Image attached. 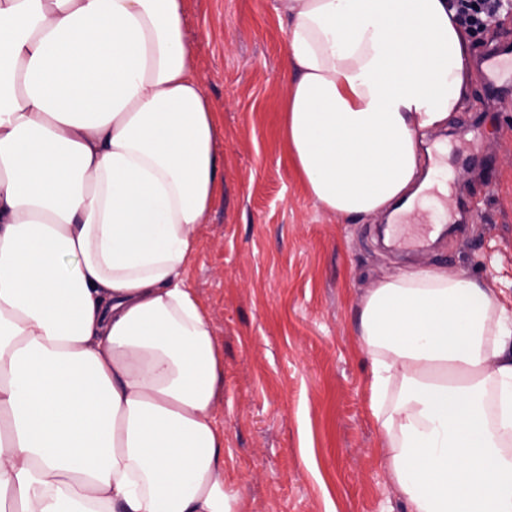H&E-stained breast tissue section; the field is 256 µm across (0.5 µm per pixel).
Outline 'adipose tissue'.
<instances>
[{"mask_svg":"<svg viewBox=\"0 0 512 512\" xmlns=\"http://www.w3.org/2000/svg\"><path fill=\"white\" fill-rule=\"evenodd\" d=\"M282 138L361 219L445 181L466 103L451 0H276ZM184 0H0V512H236L224 363L186 276L224 181ZM369 410L408 512H512V307L409 270L359 308Z\"/></svg>","mask_w":512,"mask_h":512,"instance_id":"adipose-tissue-1","label":"adipose tissue"}]
</instances>
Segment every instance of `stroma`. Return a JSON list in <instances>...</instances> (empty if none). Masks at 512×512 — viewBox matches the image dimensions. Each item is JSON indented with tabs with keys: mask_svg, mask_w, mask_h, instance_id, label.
<instances>
[{
	"mask_svg": "<svg viewBox=\"0 0 512 512\" xmlns=\"http://www.w3.org/2000/svg\"><path fill=\"white\" fill-rule=\"evenodd\" d=\"M275 0H185L192 64L220 116L224 184L189 270L224 354L225 486L238 512H407L367 408L364 293L399 272H466L512 297V84L422 144L454 172L440 210L345 220L315 205L280 135L286 34Z\"/></svg>",
	"mask_w": 512,
	"mask_h": 512,
	"instance_id": "1",
	"label": "stroma"
}]
</instances>
